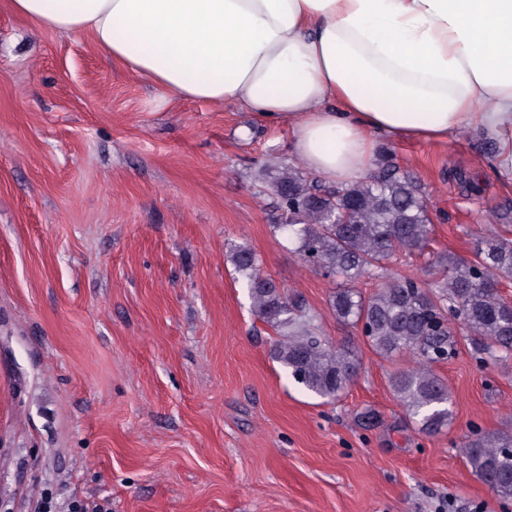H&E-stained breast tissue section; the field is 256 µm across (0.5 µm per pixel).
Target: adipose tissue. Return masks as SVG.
Masks as SVG:
<instances>
[{
  "instance_id": "adipose-tissue-1",
  "label": "adipose tissue",
  "mask_w": 512,
  "mask_h": 512,
  "mask_svg": "<svg viewBox=\"0 0 512 512\" xmlns=\"http://www.w3.org/2000/svg\"><path fill=\"white\" fill-rule=\"evenodd\" d=\"M177 97L287 124L304 167L347 186L380 138L496 144L512 179V0H11Z\"/></svg>"
}]
</instances>
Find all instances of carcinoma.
<instances>
[{
    "instance_id": "carcinoma-1",
    "label": "carcinoma",
    "mask_w": 512,
    "mask_h": 512,
    "mask_svg": "<svg viewBox=\"0 0 512 512\" xmlns=\"http://www.w3.org/2000/svg\"><path fill=\"white\" fill-rule=\"evenodd\" d=\"M284 235L301 260L336 281L330 300L336 319L360 329L382 357L409 354L420 367L391 380L392 390L419 429L436 434L452 412L443 381L430 366L453 357L465 339L475 352L512 361V301L496 288L512 276V240L480 241L471 260L432 262L437 278L389 276L385 262L398 253L425 254L432 217L418 183L388 164L377 174L332 189L288 165L271 179ZM256 315L276 334L273 358L292 379L319 397L334 400L350 384L357 362L322 336L316 315L298 296H287L263 275L257 255L246 246L230 249ZM377 281L366 296L358 287ZM472 471L502 500L512 499V434L471 431L464 444Z\"/></svg>"
}]
</instances>
